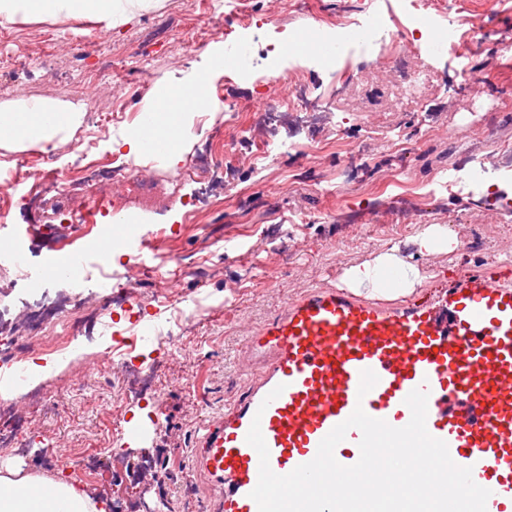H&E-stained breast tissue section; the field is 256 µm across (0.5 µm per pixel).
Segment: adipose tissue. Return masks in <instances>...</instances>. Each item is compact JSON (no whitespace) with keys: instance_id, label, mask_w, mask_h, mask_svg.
<instances>
[{"instance_id":"adipose-tissue-1","label":"adipose tissue","mask_w":512,"mask_h":512,"mask_svg":"<svg viewBox=\"0 0 512 512\" xmlns=\"http://www.w3.org/2000/svg\"><path fill=\"white\" fill-rule=\"evenodd\" d=\"M160 0H0V22L17 16L87 17L99 29L111 31L127 24L137 13L158 7ZM213 76L208 68L197 72L187 83H171L152 93L150 120L139 125L127 139L130 152L141 154L148 141L163 146L168 163L180 161L177 149L183 117L189 112H218L222 105L205 92ZM81 123V115L61 102L22 99L0 105V148L16 151L50 142L56 135L72 131ZM395 267L401 272L400 292H408L419 281L417 269L390 248L374 261L350 268L347 277L352 286L378 289L382 270ZM43 494H33V487ZM112 501L78 478L46 477L24 472L21 468L0 465V512H111Z\"/></svg>"}]
</instances>
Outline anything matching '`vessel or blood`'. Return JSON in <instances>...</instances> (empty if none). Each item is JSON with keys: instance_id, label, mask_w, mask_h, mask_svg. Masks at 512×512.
<instances>
[{"instance_id": "vessel-or-blood-1", "label": "vessel or blood", "mask_w": 512, "mask_h": 512, "mask_svg": "<svg viewBox=\"0 0 512 512\" xmlns=\"http://www.w3.org/2000/svg\"><path fill=\"white\" fill-rule=\"evenodd\" d=\"M246 351L256 368L246 392L202 427L191 455L194 470L222 489L215 512H258L252 421L271 469L285 475L311 461L356 406L406 426L405 399L417 388L428 393L429 433L490 490L487 512H512V280L463 274L423 301L315 288L249 336ZM365 370L379 381L362 396ZM360 439L353 428L336 446L341 465L358 461Z\"/></svg>"}]
</instances>
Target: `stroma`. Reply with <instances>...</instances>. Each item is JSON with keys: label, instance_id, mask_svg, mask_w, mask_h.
<instances>
[{"label": "stroma", "instance_id": "stroma-1", "mask_svg": "<svg viewBox=\"0 0 512 512\" xmlns=\"http://www.w3.org/2000/svg\"><path fill=\"white\" fill-rule=\"evenodd\" d=\"M367 0H162L128 24L102 32L87 18L18 16L0 25V104L40 94L57 100L60 85L76 87L88 111L80 127L57 146L7 153L23 163L27 186L45 168L67 173L71 185L51 191L37 206L11 209L4 230L16 238L29 276L20 280L13 258L0 253V311L20 317L35 292L63 300L81 292L83 309L70 316L82 331L96 324L100 298L78 279L46 275L60 253H76L95 266L93 242L75 237L56 250L46 231L55 214L70 216L101 202H121L137 218L153 247L148 268L129 266L124 252L112 274L145 303L140 313L164 324L179 309L199 306L194 324L177 337L175 351L158 337L132 352L136 370H155L159 395H137L133 379L106 354L103 343L76 341L68 357L48 360L39 378L0 396L25 421L28 449L0 447V464L68 475L73 460L90 468L84 481L123 493L122 512H211L218 492L191 468V449L202 423L243 391L251 364L245 343L287 303L311 288L342 286L345 271L391 247L418 269L410 296L473 271L512 272V165L497 154L512 143V0H379L390 30L410 14L452 25L453 43L432 55L407 40L376 62L342 59L336 76L312 67L301 50L288 52L287 82L320 100L317 121L295 116L277 125L266 112L279 105L264 75L250 80L224 65L211 81L232 117L192 112L191 135L181 138L182 159L166 165L136 156L135 180L85 181L92 161H123L118 136L100 115L124 100L125 124L135 128L151 92L206 68V48L223 33L277 37L333 28L355 17ZM407 141V150L392 147ZM210 141L212 156L198 146ZM273 161L251 165L257 145ZM471 166L495 171L497 202H474L448 189L442 177ZM456 244L425 253L415 243L429 225ZM62 410L44 411L45 399ZM165 469L167 478L154 474Z\"/></svg>", "mask_w": 512, "mask_h": 512}]
</instances>
